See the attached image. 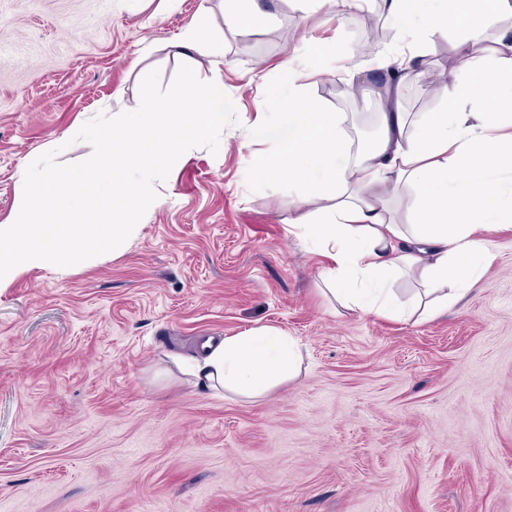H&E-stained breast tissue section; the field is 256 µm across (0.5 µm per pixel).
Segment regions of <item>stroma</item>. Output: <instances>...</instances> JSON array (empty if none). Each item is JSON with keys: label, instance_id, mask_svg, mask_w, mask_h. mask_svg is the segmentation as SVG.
<instances>
[{"label": "stroma", "instance_id": "35a3bbf8", "mask_svg": "<svg viewBox=\"0 0 512 512\" xmlns=\"http://www.w3.org/2000/svg\"><path fill=\"white\" fill-rule=\"evenodd\" d=\"M225 0H0V223L46 144L98 112L135 109L150 70L223 81L240 126L190 149L157 184L136 239L89 265L30 268L0 288V512H512V231L448 313L361 318L317 290L324 263L289 227L298 189L256 188L241 148L282 65L320 43L339 72L305 80L340 113L351 148L372 139L366 97L336 94L344 66L385 52L382 0L358 12L257 0L225 26ZM198 26L224 54L175 53ZM276 327L300 374L263 398L154 382L151 363L206 337Z\"/></svg>", "mask_w": 512, "mask_h": 512}]
</instances>
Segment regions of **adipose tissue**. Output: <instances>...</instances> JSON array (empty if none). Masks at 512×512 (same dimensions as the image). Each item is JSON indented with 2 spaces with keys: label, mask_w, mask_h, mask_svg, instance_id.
Listing matches in <instances>:
<instances>
[{
  "label": "adipose tissue",
  "mask_w": 512,
  "mask_h": 512,
  "mask_svg": "<svg viewBox=\"0 0 512 512\" xmlns=\"http://www.w3.org/2000/svg\"><path fill=\"white\" fill-rule=\"evenodd\" d=\"M395 49L348 68L377 70L372 89L377 135L351 151L337 113L305 97L292 65L260 101L253 138L276 145L248 161L244 176L262 188L288 176L302 190L294 224L330 260L318 278L347 312L424 321L476 286L495 254L490 231L512 227V0H383ZM453 38L463 67L441 73L445 108L412 117L404 86L429 71L428 49ZM324 200L313 210L311 199ZM414 278L403 298L392 288ZM301 352L281 329L260 327L213 342L200 358L152 366L154 380L213 394L258 399L295 376Z\"/></svg>",
  "instance_id": "1"
}]
</instances>
